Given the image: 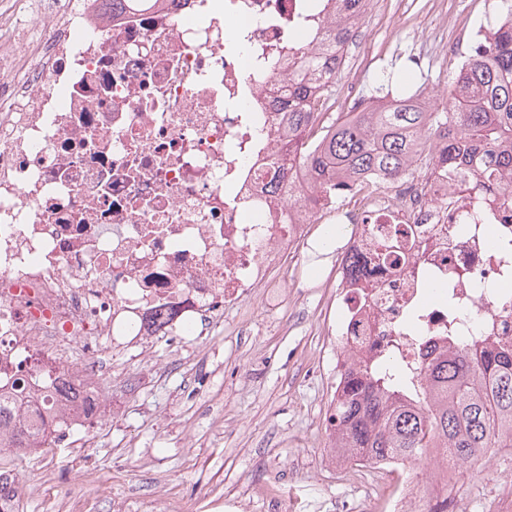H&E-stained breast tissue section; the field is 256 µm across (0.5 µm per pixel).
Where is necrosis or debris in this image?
<instances>
[{
    "mask_svg": "<svg viewBox=\"0 0 512 512\" xmlns=\"http://www.w3.org/2000/svg\"><path fill=\"white\" fill-rule=\"evenodd\" d=\"M297 0H44L0 24V379L18 421L39 360L96 385L104 341L184 335L268 287L330 199L293 203L276 100ZM336 261V372L512 340V190L444 169L354 196ZM399 229L382 258L371 225ZM365 270L349 273V258Z\"/></svg>",
    "mask_w": 512,
    "mask_h": 512,
    "instance_id": "necrosis-or-debris-1",
    "label": "necrosis or debris"
}]
</instances>
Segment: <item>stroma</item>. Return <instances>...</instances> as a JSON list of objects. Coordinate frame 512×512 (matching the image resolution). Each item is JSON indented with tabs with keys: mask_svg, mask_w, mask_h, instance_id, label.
<instances>
[{
	"mask_svg": "<svg viewBox=\"0 0 512 512\" xmlns=\"http://www.w3.org/2000/svg\"><path fill=\"white\" fill-rule=\"evenodd\" d=\"M432 0H378L362 20L365 39L347 67L361 70L364 92L396 64L404 80L430 98L464 48L421 47ZM345 213L314 229L279 278L288 293L266 288L206 322L201 334L154 340L150 351L124 339L100 379L108 424L70 434L54 447L57 466L41 458L19 465L33 491L17 512H48L47 499L94 474L107 483L94 512H339L358 474L341 469L328 448L326 413L336 388V344L324 338L325 284L335 248L352 232ZM466 512H488L512 490V449L496 448L456 471L452 487Z\"/></svg>",
	"mask_w": 512,
	"mask_h": 512,
	"instance_id": "35a3bbf8",
	"label": "stroma"
}]
</instances>
